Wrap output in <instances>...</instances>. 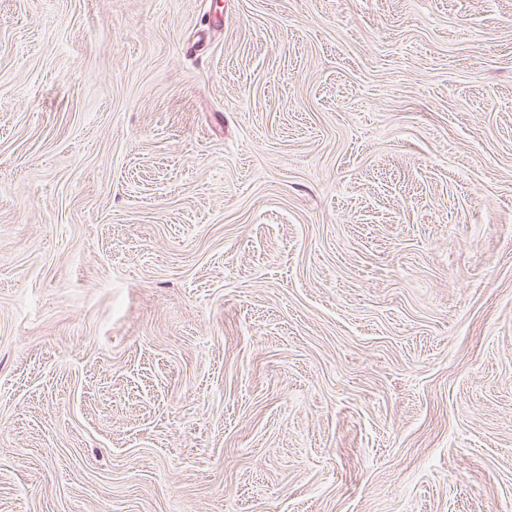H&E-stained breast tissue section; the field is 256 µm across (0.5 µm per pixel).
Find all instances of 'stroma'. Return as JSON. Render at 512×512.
<instances>
[{"mask_svg": "<svg viewBox=\"0 0 512 512\" xmlns=\"http://www.w3.org/2000/svg\"><path fill=\"white\" fill-rule=\"evenodd\" d=\"M0 512H512V0H0Z\"/></svg>", "mask_w": 512, "mask_h": 512, "instance_id": "stroma-1", "label": "stroma"}]
</instances>
